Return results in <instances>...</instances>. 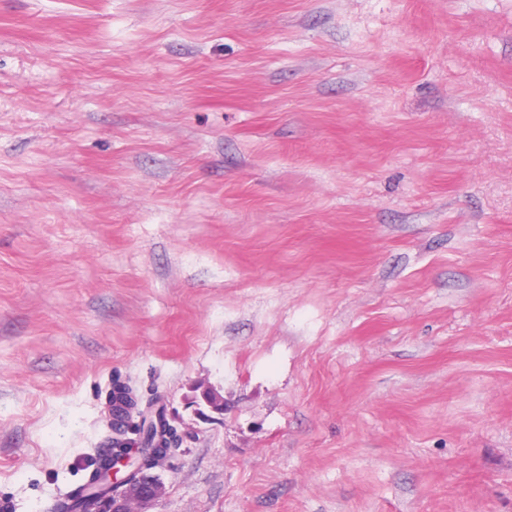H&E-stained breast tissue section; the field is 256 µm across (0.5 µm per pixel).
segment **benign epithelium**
Returning <instances> with one entry per match:
<instances>
[{"instance_id":"1","label":"benign epithelium","mask_w":512,"mask_h":512,"mask_svg":"<svg viewBox=\"0 0 512 512\" xmlns=\"http://www.w3.org/2000/svg\"><path fill=\"white\" fill-rule=\"evenodd\" d=\"M106 476L112 492L96 503L93 512H146V506L162 495L163 485L144 465L136 443L120 440L110 454Z\"/></svg>"}]
</instances>
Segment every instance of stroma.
<instances>
[{
    "instance_id": "stroma-1",
    "label": "stroma",
    "mask_w": 512,
    "mask_h": 512,
    "mask_svg": "<svg viewBox=\"0 0 512 512\" xmlns=\"http://www.w3.org/2000/svg\"><path fill=\"white\" fill-rule=\"evenodd\" d=\"M117 382L149 512H512V0H0V512Z\"/></svg>"
}]
</instances>
